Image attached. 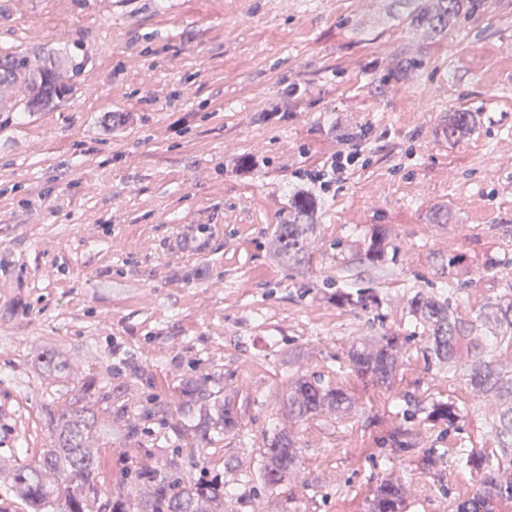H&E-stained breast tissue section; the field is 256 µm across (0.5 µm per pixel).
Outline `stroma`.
<instances>
[{
	"mask_svg": "<svg viewBox=\"0 0 512 512\" xmlns=\"http://www.w3.org/2000/svg\"><path fill=\"white\" fill-rule=\"evenodd\" d=\"M0 51L59 61L70 86L50 109L0 112V512H29L12 473L78 393L116 415L157 409L135 433L93 438L99 498L131 464L162 466L194 439L177 411L189 377L206 404L236 397L238 434L182 461L183 477L223 479L226 512H364L391 473L410 486L406 512H454L476 494L456 444L491 440L465 376L428 369L411 343L391 393L348 353L410 335L403 288L447 287L450 256L512 258V0H471L436 37L398 0H0ZM460 109L478 124L444 138ZM355 149L362 167L310 189L321 207L304 264L271 260L299 174ZM242 156L257 167L227 172ZM439 206L447 223L430 221ZM376 224L393 232L387 275L358 257ZM327 288H371L381 306L337 307ZM51 348L64 376L34 368ZM297 372L347 390L356 410L292 420ZM448 401L455 423L429 419ZM399 427L416 447L391 458ZM281 429L301 456L266 491L260 452ZM423 451L440 475L421 470Z\"/></svg>",
	"mask_w": 512,
	"mask_h": 512,
	"instance_id": "stroma-1",
	"label": "stroma"
}]
</instances>
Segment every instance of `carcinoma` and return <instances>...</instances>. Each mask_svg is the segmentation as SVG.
<instances>
[{
	"label": "carcinoma",
	"instance_id": "1",
	"mask_svg": "<svg viewBox=\"0 0 512 512\" xmlns=\"http://www.w3.org/2000/svg\"><path fill=\"white\" fill-rule=\"evenodd\" d=\"M407 9L411 23L433 35L448 29L468 7L467 0H398ZM67 91L52 65L31 66L30 60L17 53L0 52V112L20 108L39 112L52 106ZM475 112H453L443 134L456 139L477 122ZM318 201L308 193H298L288 201V221L277 225L269 240V250L279 261L298 265L306 257L315 233L314 213ZM391 229L384 224L373 227L359 249L362 262L387 272L383 258ZM486 270H496L505 280V288L485 299L469 318L459 312L458 296L472 280L473 266L461 255L448 260V287L426 291L417 285L403 289L408 314L414 327L412 336H368L349 351V361L361 377L375 386L390 389L396 381L400 353L416 338L425 343L422 355L427 368L453 376L465 368L473 400L485 407V423L496 445L471 448L461 443L457 459L467 468L478 485L476 495L457 505L456 512H499L497 504L512 503V265L489 260ZM324 297L341 307H364L379 303L374 294H355L325 290ZM469 359L458 362L460 348ZM288 411L305 418L322 411L349 410L354 401L341 389H329L315 378L295 375L288 379ZM430 417L450 423L460 417L452 403L432 406ZM108 419L98 416L94 407L83 404L65 411L50 430V447L31 462L15 470L13 483L18 497L30 512H224V490L209 481L179 477L174 470L163 471L147 466L128 472L130 488L121 491L124 500L97 504V449L90 444L93 435L105 431ZM238 426L234 398L227 395L217 417L200 405L196 436L209 444L212 437ZM412 448L408 430L391 435L390 453ZM299 448L286 432L272 436L261 453L258 481L265 488L279 487L297 467ZM147 486L150 494L141 500L133 490ZM409 488L399 478H384L373 490L366 512H405Z\"/></svg>",
	"mask_w": 512,
	"mask_h": 512
}]
</instances>
